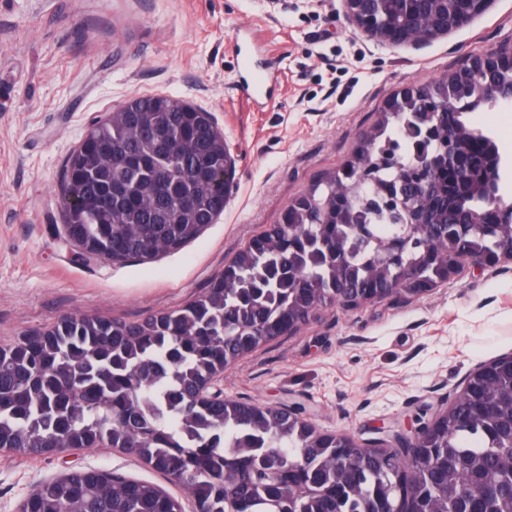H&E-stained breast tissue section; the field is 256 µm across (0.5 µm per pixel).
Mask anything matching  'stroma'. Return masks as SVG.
I'll return each instance as SVG.
<instances>
[{"instance_id": "stroma-1", "label": "stroma", "mask_w": 512, "mask_h": 512, "mask_svg": "<svg viewBox=\"0 0 512 512\" xmlns=\"http://www.w3.org/2000/svg\"><path fill=\"white\" fill-rule=\"evenodd\" d=\"M512 47V0L422 46L368 39L342 0H0V346L75 313L136 322L202 295L249 241L351 156L395 93ZM250 57L267 74L254 101ZM169 94L214 116L235 169L223 214L149 262L86 257L58 205L87 129L135 97ZM501 157L512 200V104L469 112ZM512 352V264L460 273L418 297L332 303L291 335L228 365L225 397L299 403L317 430L393 446L404 419L452 400L479 364ZM68 467L184 487L106 447L38 458L0 452V512Z\"/></svg>"}]
</instances>
